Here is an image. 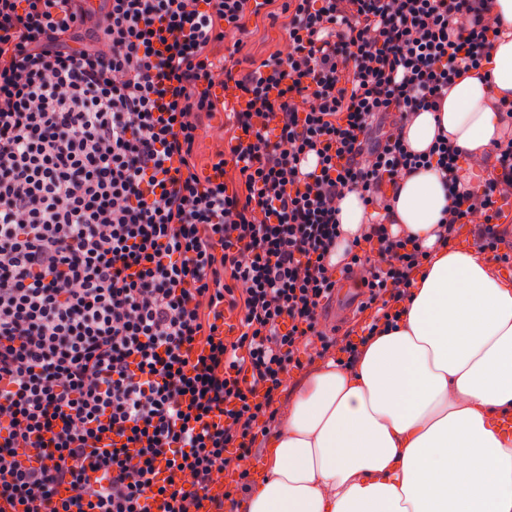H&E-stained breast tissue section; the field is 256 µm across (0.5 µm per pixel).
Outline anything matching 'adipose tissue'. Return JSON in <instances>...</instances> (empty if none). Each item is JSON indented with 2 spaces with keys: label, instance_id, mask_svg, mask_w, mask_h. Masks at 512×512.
<instances>
[{
  "label": "adipose tissue",
  "instance_id": "ef3b65f1",
  "mask_svg": "<svg viewBox=\"0 0 512 512\" xmlns=\"http://www.w3.org/2000/svg\"><path fill=\"white\" fill-rule=\"evenodd\" d=\"M506 32L460 74L437 111L403 128L413 152L444 134L461 153V191L497 166L512 100V0H490ZM391 232L429 252L396 324L348 366L328 361L296 385L262 469L232 512H512V281L477 242L437 246L450 193L434 169L386 191Z\"/></svg>",
  "mask_w": 512,
  "mask_h": 512
}]
</instances>
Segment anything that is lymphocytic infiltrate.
I'll return each mask as SVG.
<instances>
[{
  "label": "lymphocytic infiltrate",
  "instance_id": "obj_1",
  "mask_svg": "<svg viewBox=\"0 0 512 512\" xmlns=\"http://www.w3.org/2000/svg\"><path fill=\"white\" fill-rule=\"evenodd\" d=\"M270 0H0V500L22 512H199L234 500L302 348L331 347L336 200L437 166L403 119L431 111L498 36L486 0H282L283 48L243 63ZM243 102L207 175L197 145L221 89ZM315 157L312 171L302 169ZM234 168L242 187L224 179ZM444 242L480 223L499 261L512 140ZM383 262L355 358L398 318L426 256L369 219ZM95 468L104 475L91 479Z\"/></svg>",
  "mask_w": 512,
  "mask_h": 512
}]
</instances>
